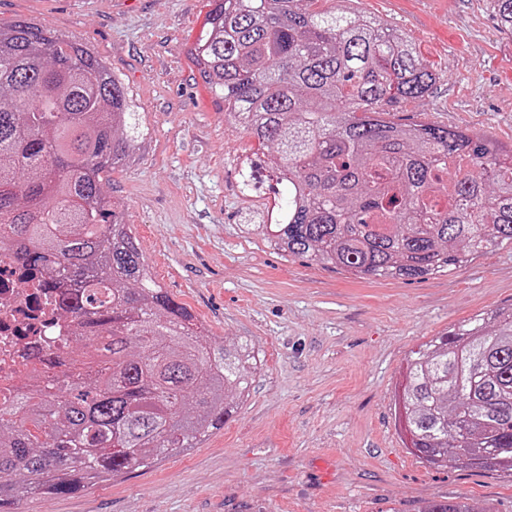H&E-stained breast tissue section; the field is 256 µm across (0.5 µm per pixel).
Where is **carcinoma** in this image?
<instances>
[{
	"mask_svg": "<svg viewBox=\"0 0 512 512\" xmlns=\"http://www.w3.org/2000/svg\"><path fill=\"white\" fill-rule=\"evenodd\" d=\"M190 54L224 115L273 148L270 246L364 279H425L512 245V160L481 135L388 116L437 75L374 16L299 0H212ZM512 34V0H489ZM144 137L128 93L75 42L0 26V249L43 268L77 325L56 379L0 405V512L193 448L257 365L205 338L142 257L101 174ZM407 449L434 468L512 475V313L477 314L411 351L395 397ZM420 512H474L435 501Z\"/></svg>",
	"mask_w": 512,
	"mask_h": 512,
	"instance_id": "1",
	"label": "carcinoma"
}]
</instances>
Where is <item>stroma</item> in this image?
<instances>
[{
  "instance_id": "obj_1",
  "label": "stroma",
  "mask_w": 512,
  "mask_h": 512,
  "mask_svg": "<svg viewBox=\"0 0 512 512\" xmlns=\"http://www.w3.org/2000/svg\"><path fill=\"white\" fill-rule=\"evenodd\" d=\"M403 31L438 75L395 119L463 128L512 149V36L488 0H359ZM211 0H0L103 59L148 136L103 180L146 262L214 336L260 364L220 430L156 465L15 512H421L467 499L512 512V476L437 469L410 454L394 392L411 350L469 316L512 308V247L424 280L357 279L271 248L254 229L274 202L240 190V159L268 150L224 119L189 61Z\"/></svg>"
}]
</instances>
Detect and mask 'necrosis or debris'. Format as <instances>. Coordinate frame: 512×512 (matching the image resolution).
<instances>
[{"label":"necrosis or debris","instance_id":"4bbe7bcc","mask_svg":"<svg viewBox=\"0 0 512 512\" xmlns=\"http://www.w3.org/2000/svg\"><path fill=\"white\" fill-rule=\"evenodd\" d=\"M43 275L0 252V387L16 388L28 361L43 353L65 358V336L73 327L57 311L55 292L43 287Z\"/></svg>","mask_w":512,"mask_h":512}]
</instances>
